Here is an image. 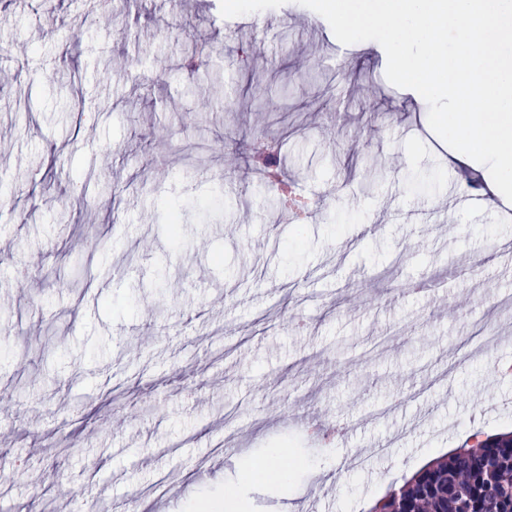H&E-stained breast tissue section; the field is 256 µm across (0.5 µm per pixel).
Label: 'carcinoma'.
Returning a JSON list of instances; mask_svg holds the SVG:
<instances>
[{
	"label": "carcinoma",
	"mask_w": 512,
	"mask_h": 512,
	"mask_svg": "<svg viewBox=\"0 0 512 512\" xmlns=\"http://www.w3.org/2000/svg\"><path fill=\"white\" fill-rule=\"evenodd\" d=\"M375 512H512V432L473 436L388 493Z\"/></svg>",
	"instance_id": "1"
}]
</instances>
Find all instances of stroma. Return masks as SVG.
<instances>
[{
	"mask_svg": "<svg viewBox=\"0 0 512 512\" xmlns=\"http://www.w3.org/2000/svg\"><path fill=\"white\" fill-rule=\"evenodd\" d=\"M96 10L0 0V512H224L230 491L248 512H370L512 431V221L496 197L449 210L484 172L388 81L383 47L341 44L298 0ZM256 73L264 110L244 115ZM229 133L271 140L278 181L211 152ZM272 448L287 492L241 488Z\"/></svg>",
	"mask_w": 512,
	"mask_h": 512,
	"instance_id": "1",
	"label": "stroma"
}]
</instances>
